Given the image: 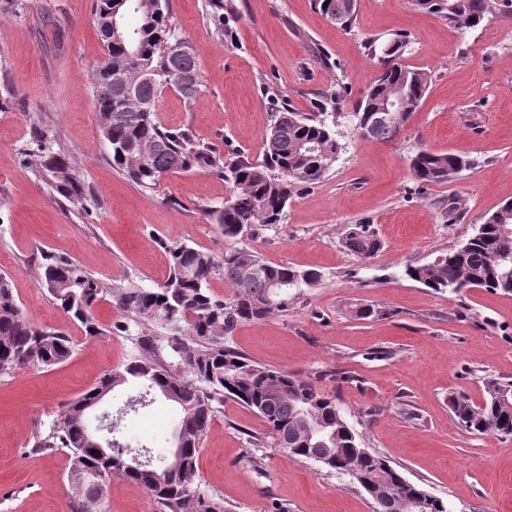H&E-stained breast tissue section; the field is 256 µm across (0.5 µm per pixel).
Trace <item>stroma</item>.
Masks as SVG:
<instances>
[{
	"label": "stroma",
	"instance_id": "obj_1",
	"mask_svg": "<svg viewBox=\"0 0 512 512\" xmlns=\"http://www.w3.org/2000/svg\"><path fill=\"white\" fill-rule=\"evenodd\" d=\"M173 22L195 48L200 93L173 90L157 102L161 122L188 128L221 155L260 158L275 109L317 112L343 89L337 129L343 149L325 177L299 187L283 223L256 228L246 243L267 262L315 269L322 280L297 304L238 323L225 342L269 367L335 395L365 447L403 477L440 498L448 512H512V437L474 435L458 426L449 399L483 398V378L512 379V294L472 289L436 292L405 276L471 237L485 216L512 201V8L491 21L454 30L412 0H358L350 30L318 11L317 0H233L216 37L207 0H169ZM94 0H30L15 10L0 0V80L16 96L0 112V274L34 325L64 329L74 351L53 367L27 366L0 378V512H73L69 455L34 454L70 400L137 356L138 338L122 333L128 313L105 298L94 306L104 329L86 336L39 286L42 252L79 262L105 287L163 282L170 259L161 241L222 259L228 242L205 209L231 187L210 169L164 176L156 189L133 183L108 158L95 132L92 78L103 46ZM405 35L404 61L432 75L429 90L391 141L358 136L350 114L377 71L364 47ZM52 130L84 175L86 206L64 202L21 162L33 125ZM457 152L471 170L444 184H420L409 159L419 150ZM459 222H444L447 207ZM372 225L381 248L362 262L346 250L347 225ZM361 307L374 316L357 317ZM347 373L351 382L321 379ZM138 390L116 387L99 412L122 413L130 447L164 456L180 419L162 397L123 414ZM266 424L232 399L219 405L202 441L197 481L228 512H374L354 481L315 463L266 451L261 468L249 434ZM104 512H153L147 492L110 481Z\"/></svg>",
	"mask_w": 512,
	"mask_h": 512
}]
</instances>
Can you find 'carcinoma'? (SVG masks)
I'll list each match as a JSON object with an SVG mask.
<instances>
[{
  "label": "carcinoma",
  "instance_id": "1",
  "mask_svg": "<svg viewBox=\"0 0 512 512\" xmlns=\"http://www.w3.org/2000/svg\"><path fill=\"white\" fill-rule=\"evenodd\" d=\"M121 0H94V17L104 46V55L93 75L96 132L112 163L135 184L152 189L162 176L208 167L232 184L229 200L205 211L220 225L227 239L241 240L259 226L279 224L296 188L324 178L343 149L336 119L325 112H275L274 122L264 134L262 160L252 161L237 153L225 161L189 131L163 126L156 111L123 107L118 103L116 70L136 87L142 100L158 97L166 88L162 74L169 67L168 46L182 37L169 21L168 0H150L148 11L124 14L122 22L131 32L138 62H126L125 47L109 41L104 20ZM352 0H318L324 16L343 18L342 28L353 23ZM512 7V0H414L416 8L443 19L455 30L475 28L493 16L497 3ZM210 18L224 34V0H209ZM406 41L398 37L384 44L367 43L379 68L373 84L355 104L352 118L360 131L382 101L405 97L416 106L426 95L431 75L412 69L395 57ZM396 127L374 123L362 137L388 141ZM26 166L62 199L72 203L88 200V188L74 159L56 147L54 135L40 126L33 128L24 148ZM473 162L458 153L421 150L410 159V169L423 184H440L471 169ZM344 247L362 261L371 259L381 243L371 224H352L343 239ZM171 271L166 280L152 288L135 284L112 292L116 304L132 314L140 325L155 322L177 340L173 351L184 375L171 374L155 358L154 340H141L143 354L123 364L118 375H103L79 397L69 401L47 433L36 437L31 452L41 454L65 448L70 455V476L79 479L94 471L112 479L122 477L142 486L155 505V512H227L224 503L197 484V458L217 404L231 396L253 410L269 427L268 440L256 438V448L267 445L285 448L291 457L312 461L337 471L336 459L363 447L336 404V397L283 370L253 361L224 342L241 320L261 319L284 311L293 300L320 284L315 270L299 271L288 265H271L245 245L232 246L217 261L210 254L185 244L166 246ZM41 288L49 301L79 322L88 336H102L94 317V305L103 298L98 279L79 263L50 252L41 255ZM231 288L229 299H218L210 281L217 272ZM405 275L424 286L455 293L472 288L512 294V202L486 217L466 242L439 255V260L405 268ZM188 341H178V336ZM72 354V342L62 331L31 324L16 302L10 278L0 274V377L35 361L44 367L64 363ZM140 384L146 393L128 401L126 411L146 406L147 392L168 398L172 392L182 412L179 429L182 446L158 460L146 447L133 452L112 426V443L92 449L84 406L102 390L128 382ZM512 379L490 378L484 383V402L476 405L464 396L451 400L458 423L478 435L512 436V404L500 399ZM378 471L390 476L376 512H403V503L421 490L393 477L394 468L380 455L368 451L359 457V474Z\"/></svg>",
  "mask_w": 512,
  "mask_h": 512
}]
</instances>
